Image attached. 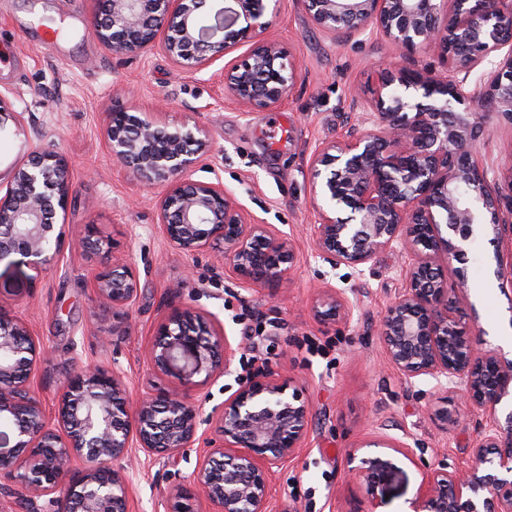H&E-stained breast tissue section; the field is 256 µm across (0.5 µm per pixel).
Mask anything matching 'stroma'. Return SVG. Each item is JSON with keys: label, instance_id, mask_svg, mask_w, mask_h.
<instances>
[{"label": "stroma", "instance_id": "obj_1", "mask_svg": "<svg viewBox=\"0 0 512 512\" xmlns=\"http://www.w3.org/2000/svg\"><path fill=\"white\" fill-rule=\"evenodd\" d=\"M95 0H0V179L8 180L31 151L62 154L72 184L57 257L35 271L0 263V308L20 317L49 346L33 372V388L54 413L67 381L82 366L117 369L131 398L161 378L146 345L171 303L194 307L239 343L228 372L197 393L204 413L221 406L247 371H285L296 377L310 412L309 431L296 456L276 468L273 512H411L420 484L437 458L467 467L486 419L457 393L430 381L407 380L388 361L380 333L386 307L405 286L399 252L387 250L356 269L333 266L314 247L320 219L309 177L318 147L356 125L351 89L373 98L395 65L444 67L433 52L409 51L382 35L337 34L315 25L304 0H278L268 11L265 39L285 47L296 66L289 97L275 108L250 110L224 92V67L249 44L201 71L176 75L160 45L117 55L88 32ZM63 28L45 46L43 19ZM121 107L162 123L196 121L209 149L192 179L232 190L248 220L290 238L296 261L278 288H250L224 266L217 251L188 255L162 237L158 203L166 188L142 186L116 162L105 129ZM478 158L512 165V126L482 120ZM113 240L110 261L135 267L138 295L128 314L113 320L112 306L89 285L100 258L79 247L88 228ZM512 256V240L479 236L463 260L448 268V284L465 291L462 319L485 333L490 347L512 359V285L494 274L497 257ZM349 300L351 318L319 323L320 291ZM447 408L460 422L436 417ZM389 438L402 473L388 499L369 504L349 456L368 454L369 442ZM202 448L176 456L143 457L131 471L128 512H165L168 491L190 479Z\"/></svg>", "mask_w": 512, "mask_h": 512}]
</instances>
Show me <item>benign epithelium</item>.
<instances>
[{
  "mask_svg": "<svg viewBox=\"0 0 512 512\" xmlns=\"http://www.w3.org/2000/svg\"><path fill=\"white\" fill-rule=\"evenodd\" d=\"M207 0H101L89 32L113 53H138L160 42L180 73L224 58L237 45L251 51L224 70V89L250 109H270L289 96L296 68L283 46L262 38L267 0H230L213 12ZM449 8H444V5ZM314 24L338 34L377 31L408 50L423 48L446 72L395 66L377 96L357 91L350 108L360 125L315 150L310 175L324 203L314 229L315 249L334 265L363 267L389 249L405 257L406 287L382 318L390 364L408 379H432L460 392L488 420L472 464L433 469L412 512H512V413L500 424L499 406L512 399V360L486 346L484 332L457 320L468 301L449 290L443 264L464 258L477 232L512 230L509 193L498 171L483 166L475 144L481 131L469 90L476 68L495 52L501 61L482 71L481 106L512 126V0H306ZM464 109H459V106ZM106 138L113 157L143 186H166L160 229L175 248L194 254L221 246L224 263L247 286L280 285L295 261L291 239L268 224L246 220L220 182L187 178L206 153L202 129L186 119L160 124L126 110L110 113ZM71 185L62 156L32 151L0 187V261L13 255L33 269L60 252L59 213ZM98 297L123 317L138 292L136 270L104 262L92 275ZM317 311L323 324L345 322L346 297L329 288ZM237 348L195 308H170L153 332L147 358L153 371L177 382L129 399L122 377L87 367L70 378L54 418L31 385L43 340L0 309V489L18 486L45 499L34 512H127L131 450L174 456L201 439L196 387L228 370ZM218 438L193 472L174 488L165 512H270L274 467L293 457L307 436L308 406L299 382L286 372L259 371L212 411ZM357 467L374 504L399 469L383 449Z\"/></svg>",
  "mask_w": 512,
  "mask_h": 512,
  "instance_id": "obj_1",
  "label": "benign epithelium"
}]
</instances>
